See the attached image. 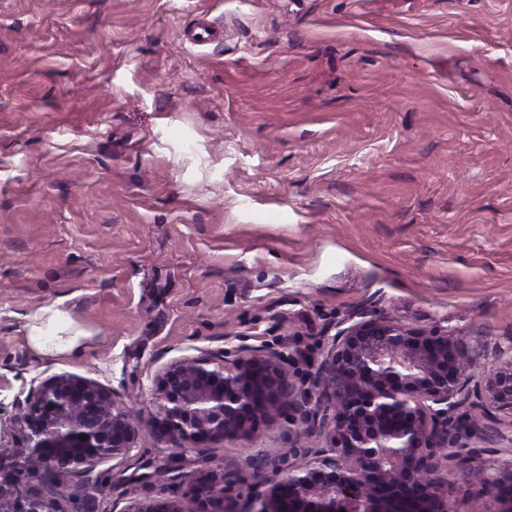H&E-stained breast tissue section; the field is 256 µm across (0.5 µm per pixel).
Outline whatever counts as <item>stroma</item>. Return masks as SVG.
<instances>
[{
	"label": "stroma",
	"mask_w": 512,
	"mask_h": 512,
	"mask_svg": "<svg viewBox=\"0 0 512 512\" xmlns=\"http://www.w3.org/2000/svg\"><path fill=\"white\" fill-rule=\"evenodd\" d=\"M50 305L81 358L29 346ZM370 306L489 365L512 337V0H0V446L53 375L146 412L162 365L243 344L302 384ZM296 429L178 455L140 427L62 512L153 500L174 458L248 490Z\"/></svg>",
	"instance_id": "1"
}]
</instances>
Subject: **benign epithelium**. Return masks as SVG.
<instances>
[{"instance_id":"1","label":"benign epithelium","mask_w":512,"mask_h":512,"mask_svg":"<svg viewBox=\"0 0 512 512\" xmlns=\"http://www.w3.org/2000/svg\"><path fill=\"white\" fill-rule=\"evenodd\" d=\"M488 370L454 334L427 330L374 308L350 313L326 339L310 387L290 379L278 353L239 347L165 364L150 389L159 441L178 450L248 439L256 425L300 410L323 444L276 479L255 473L245 503L224 470L160 483L153 502L121 512H453L447 475L483 455L471 446L483 422L512 426V343ZM25 444L0 448V472H42L69 488H95L93 472L125 459L138 430L120 396L96 381L54 375L16 397ZM512 464L493 465L475 486L512 512ZM0 512H58V495L17 479L0 485Z\"/></svg>"}]
</instances>
